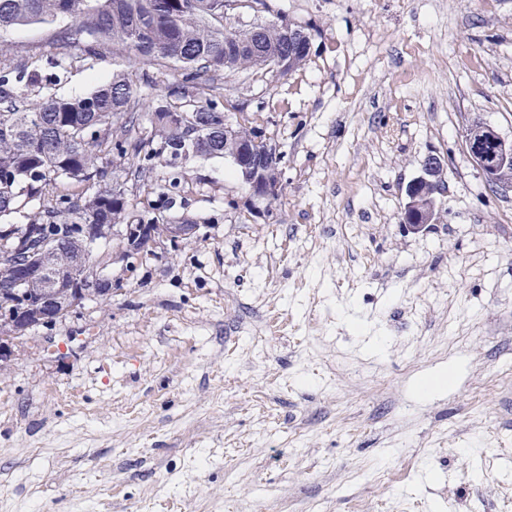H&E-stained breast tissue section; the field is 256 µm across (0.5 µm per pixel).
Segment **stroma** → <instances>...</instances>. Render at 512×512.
<instances>
[{
  "mask_svg": "<svg viewBox=\"0 0 512 512\" xmlns=\"http://www.w3.org/2000/svg\"><path fill=\"white\" fill-rule=\"evenodd\" d=\"M311 56L226 74L260 112L282 193L184 164L168 224L208 225L29 331L0 365V512H512V190L467 153L512 140V0H266ZM56 25L0 33L55 54ZM127 54L72 56L60 95ZM440 155L433 224L402 222Z\"/></svg>",
  "mask_w": 512,
  "mask_h": 512,
  "instance_id": "1",
  "label": "stroma"
}]
</instances>
